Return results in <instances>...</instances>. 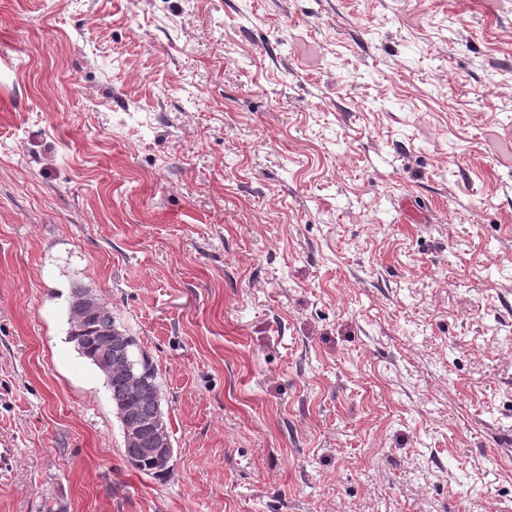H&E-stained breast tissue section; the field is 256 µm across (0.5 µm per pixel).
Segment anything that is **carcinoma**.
Listing matches in <instances>:
<instances>
[{
	"mask_svg": "<svg viewBox=\"0 0 512 512\" xmlns=\"http://www.w3.org/2000/svg\"><path fill=\"white\" fill-rule=\"evenodd\" d=\"M68 324L69 340L105 377L121 429L127 430L128 416L132 415L140 424L155 427L158 447L173 453L162 409L159 373L150 352L117 323L112 309L90 288L77 285L71 289ZM123 447L126 461L139 472L159 476L169 470L160 457L126 436Z\"/></svg>",
	"mask_w": 512,
	"mask_h": 512,
	"instance_id": "cac0c4a2",
	"label": "carcinoma"
}]
</instances>
